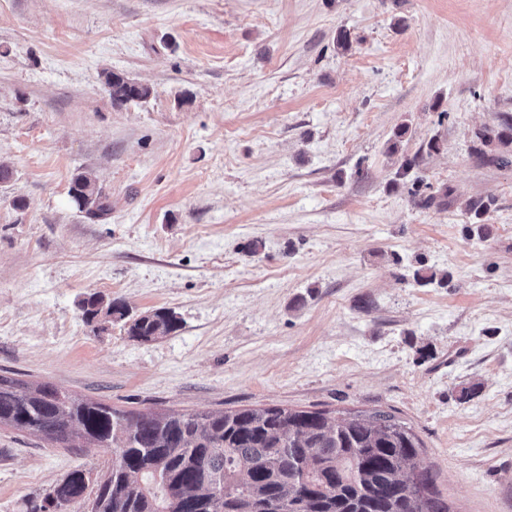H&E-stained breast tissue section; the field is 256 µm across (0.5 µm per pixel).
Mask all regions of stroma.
Segmentation results:
<instances>
[{
	"instance_id": "35a3bbf8",
	"label": "stroma",
	"mask_w": 512,
	"mask_h": 512,
	"mask_svg": "<svg viewBox=\"0 0 512 512\" xmlns=\"http://www.w3.org/2000/svg\"><path fill=\"white\" fill-rule=\"evenodd\" d=\"M108 72L153 93L115 104ZM508 119L512 0H0V372L122 410H389L449 512H512V168L475 137ZM93 292L181 327L98 330ZM112 459L2 427L0 512ZM68 193L77 209L91 220L103 219L111 211L108 197L89 172L78 173L73 178Z\"/></svg>"
}]
</instances>
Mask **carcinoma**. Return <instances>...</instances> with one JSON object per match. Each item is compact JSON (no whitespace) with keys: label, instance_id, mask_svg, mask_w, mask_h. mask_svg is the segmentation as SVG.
I'll return each instance as SVG.
<instances>
[{"label":"carcinoma","instance_id":"cac0c4a2","mask_svg":"<svg viewBox=\"0 0 512 512\" xmlns=\"http://www.w3.org/2000/svg\"><path fill=\"white\" fill-rule=\"evenodd\" d=\"M117 104L144 101L152 89L109 72ZM512 145V125L480 134ZM69 196L91 220L111 211L89 172ZM83 318L121 322L127 336L153 341L180 328L174 312L133 315L95 292ZM65 448L113 449L112 467L91 482L75 469L30 512H68L88 497L89 512H448L435 479L419 467L417 434L385 410L332 418L325 411L268 407L217 413L135 412L0 375V426Z\"/></svg>","mask_w":512,"mask_h":512}]
</instances>
